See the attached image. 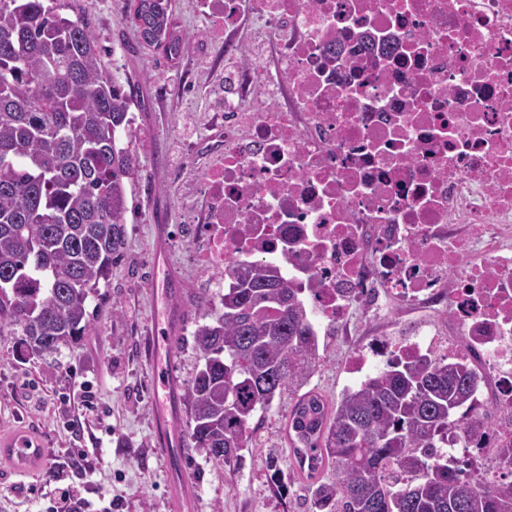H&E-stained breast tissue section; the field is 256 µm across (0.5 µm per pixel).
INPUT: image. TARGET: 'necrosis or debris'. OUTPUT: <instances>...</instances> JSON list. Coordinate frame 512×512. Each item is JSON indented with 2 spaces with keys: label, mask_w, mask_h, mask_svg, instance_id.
<instances>
[{
  "label": "necrosis or debris",
  "mask_w": 512,
  "mask_h": 512,
  "mask_svg": "<svg viewBox=\"0 0 512 512\" xmlns=\"http://www.w3.org/2000/svg\"><path fill=\"white\" fill-rule=\"evenodd\" d=\"M224 34L221 153L193 189L198 266L277 267L318 328L423 309L347 355L479 358L512 445V0H206ZM373 49L361 51L362 41ZM267 61L256 64V52Z\"/></svg>",
  "instance_id": "4bbe7bcc"
}]
</instances>
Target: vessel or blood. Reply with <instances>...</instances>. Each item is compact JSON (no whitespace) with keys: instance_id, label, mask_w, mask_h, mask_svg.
I'll return each instance as SVG.
<instances>
[{"instance_id":"b4317fda","label":"vessel or blood","mask_w":512,"mask_h":512,"mask_svg":"<svg viewBox=\"0 0 512 512\" xmlns=\"http://www.w3.org/2000/svg\"><path fill=\"white\" fill-rule=\"evenodd\" d=\"M157 410L154 419V440L169 459L173 470L172 494L178 512H194L196 499L190 483L178 466L175 450L180 444V423L173 411L175 381L169 367L155 370ZM44 450L40 440L18 431L0 438V461L8 463L19 474L35 471L42 460Z\"/></svg>"}]
</instances>
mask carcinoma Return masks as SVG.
<instances>
[{
  "instance_id": "1",
  "label": "carcinoma",
  "mask_w": 512,
  "mask_h": 512,
  "mask_svg": "<svg viewBox=\"0 0 512 512\" xmlns=\"http://www.w3.org/2000/svg\"><path fill=\"white\" fill-rule=\"evenodd\" d=\"M65 0H0V336L43 359L89 335V298L126 241L135 154L122 142L129 96ZM142 43L188 51L170 0H128ZM199 365L185 388L187 436L237 468L249 422L275 398L288 414L292 465L311 512H512V480L448 461V433L469 443L492 426L471 415L474 368L438 356L393 360L336 403L308 385L319 339L300 288L254 264L224 279L218 305L197 301ZM331 472L321 481L319 473Z\"/></svg>"
}]
</instances>
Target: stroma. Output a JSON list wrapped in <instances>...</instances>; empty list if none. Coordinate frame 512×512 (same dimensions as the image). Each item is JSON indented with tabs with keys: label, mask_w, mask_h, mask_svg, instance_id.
<instances>
[{
	"label": "stroma",
	"mask_w": 512,
	"mask_h": 512,
	"mask_svg": "<svg viewBox=\"0 0 512 512\" xmlns=\"http://www.w3.org/2000/svg\"><path fill=\"white\" fill-rule=\"evenodd\" d=\"M72 4L103 47L108 73L130 97L127 141L138 170L128 193L124 258L88 302L89 336L54 360L25 359L18 337L0 336V437L24 429L57 459L26 476L0 463V512H45L69 486L79 490L87 512H176L152 433L154 363L170 364L182 386L198 364L193 333L202 319L192 301L210 290L212 280L194 258L184 199L214 152L209 130L224 109V40L206 36L210 21L201 0H171L190 44L176 60L141 46L126 0ZM174 284L181 290L177 338L147 351L149 333L167 306L161 292ZM357 328L355 336L331 330L319 339L322 359L309 386L329 401L354 385L342 367L352 346L386 330L362 321ZM75 375L93 383L96 404L73 432L63 425L60 399L71 394ZM293 403L283 395L254 418L237 470H225L183 443L196 512H308L307 485L290 476L287 418ZM80 450L87 452L89 468L71 466V453Z\"/></svg>",
	"instance_id": "1"
}]
</instances>
